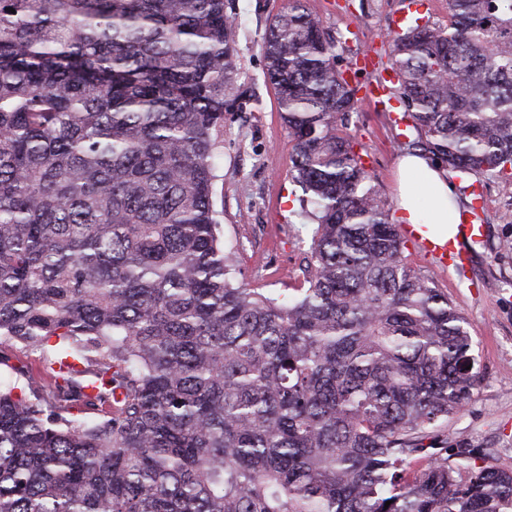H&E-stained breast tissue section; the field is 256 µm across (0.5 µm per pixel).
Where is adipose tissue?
Instances as JSON below:
<instances>
[{
	"mask_svg": "<svg viewBox=\"0 0 512 512\" xmlns=\"http://www.w3.org/2000/svg\"><path fill=\"white\" fill-rule=\"evenodd\" d=\"M397 207L405 223H426L429 235L444 237L449 225L459 222V213L452 206V188L448 173L427 157L414 154L403 156L399 166ZM426 191L431 200L427 220H420L416 196Z\"/></svg>",
	"mask_w": 512,
	"mask_h": 512,
	"instance_id": "ef3b65f1",
	"label": "adipose tissue"
}]
</instances>
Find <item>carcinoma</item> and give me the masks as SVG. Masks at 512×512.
<instances>
[{"label": "carcinoma", "mask_w": 512, "mask_h": 512, "mask_svg": "<svg viewBox=\"0 0 512 512\" xmlns=\"http://www.w3.org/2000/svg\"><path fill=\"white\" fill-rule=\"evenodd\" d=\"M390 43L404 143L512 178V0ZM235 0H0V512H512L445 427L480 382L465 317L406 261L303 0L265 75L313 230L304 287L237 280L212 203L240 98ZM2 351L10 358L9 364L16 368L10 371L12 381L17 380L20 384H26L29 377L38 378L42 369L39 353L22 354L7 346L2 347Z\"/></svg>", "instance_id": "obj_1"}]
</instances>
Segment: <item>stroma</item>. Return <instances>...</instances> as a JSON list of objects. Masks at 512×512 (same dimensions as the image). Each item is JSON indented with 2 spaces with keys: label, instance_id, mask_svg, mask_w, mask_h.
<instances>
[{
  "label": "stroma",
  "instance_id": "1",
  "mask_svg": "<svg viewBox=\"0 0 512 512\" xmlns=\"http://www.w3.org/2000/svg\"><path fill=\"white\" fill-rule=\"evenodd\" d=\"M239 82L248 91L243 108L226 113L224 148L213 185V205L223 222L224 248L236 258L238 278L248 287L285 294L302 282L300 267L311 244V225L298 211L301 188L289 175L292 143L264 74L262 38L269 19L286 0H236ZM342 47L337 67L351 86L381 83L396 98L390 81L388 44L400 18L402 0H304ZM372 64L361 69L363 55ZM375 184L390 202L393 222L395 174L407 127L373 102L358 101L346 128ZM459 209L475 203L484 237L464 270L441 267L415 245L407 262L431 276L463 313L478 359L481 383L447 423L451 443L478 448L490 465L512 470V179L483 176L454 179Z\"/></svg>",
  "mask_w": 512,
  "mask_h": 512
}]
</instances>
